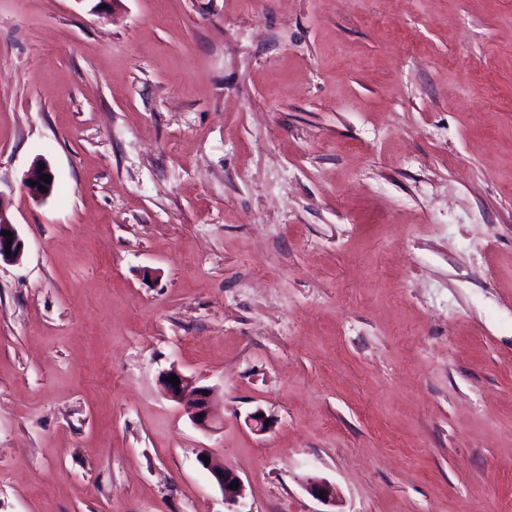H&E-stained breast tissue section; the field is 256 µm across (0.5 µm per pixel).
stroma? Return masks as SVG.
<instances>
[{
    "label": "stroma",
    "instance_id": "obj_1",
    "mask_svg": "<svg viewBox=\"0 0 512 512\" xmlns=\"http://www.w3.org/2000/svg\"><path fill=\"white\" fill-rule=\"evenodd\" d=\"M0 197V512H512V0H0ZM40 164H44V169L42 171H39ZM43 174H48L49 176H51L50 184H47L44 180H41V176ZM32 181L37 182V185H33ZM40 186L46 187L47 191L45 193H42L40 190ZM26 187L28 189L29 194L38 201L45 200L52 194L54 188V176L48 164L42 159H36L33 162L27 177ZM2 231H8L12 233V237H4ZM8 241H12L11 244V257L6 254L5 246ZM25 251V241L19 235L18 231L13 224L11 216L9 214L8 205L4 202L3 198L0 197V264L15 263L18 262ZM171 374H176L179 378L177 387L168 381ZM159 383L169 400L184 406L186 414L196 427L204 431L214 428L216 415L212 408L213 387L199 385L196 379L184 375L174 367L162 372ZM207 459H209V465H206L204 460H202L201 455L199 456L200 464L207 469L211 476L213 477L214 482L220 488L224 495V503L229 507H236L240 505L241 499L244 496V485L242 479L236 474L232 469L224 466V463H217L209 457L208 454L203 453ZM239 482L238 489H231L229 485L233 482Z\"/></svg>",
    "mask_w": 512,
    "mask_h": 512
}]
</instances>
